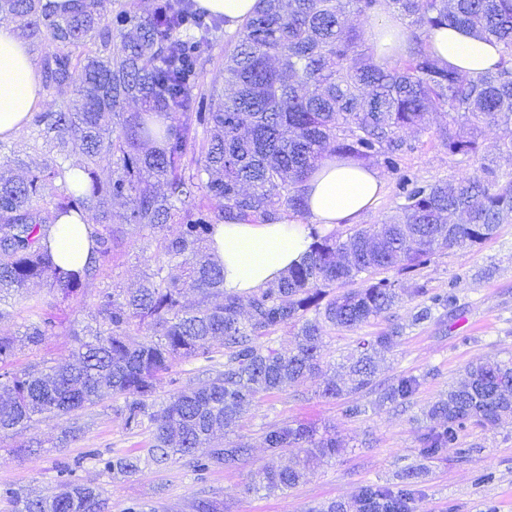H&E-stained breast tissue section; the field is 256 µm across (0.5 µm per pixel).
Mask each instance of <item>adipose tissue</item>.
Instances as JSON below:
<instances>
[{"mask_svg":"<svg viewBox=\"0 0 512 512\" xmlns=\"http://www.w3.org/2000/svg\"><path fill=\"white\" fill-rule=\"evenodd\" d=\"M429 42L440 60L469 75L494 68L500 59L495 41L457 28L435 30ZM43 94L28 43L14 26L0 24V139H12L20 132ZM382 189L373 168L330 156L305 184L306 209L317 224H352L376 204ZM308 225L295 218L274 224L218 225L209 248L224 265L225 292H252L301 263L312 243ZM92 231L74 214L59 216L47 238L54 263L67 272L81 271L89 260Z\"/></svg>","mask_w":512,"mask_h":512,"instance_id":"obj_1","label":"adipose tissue"}]
</instances>
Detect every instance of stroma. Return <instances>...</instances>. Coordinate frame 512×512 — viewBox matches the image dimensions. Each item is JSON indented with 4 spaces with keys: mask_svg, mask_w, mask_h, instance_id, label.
I'll return each mask as SVG.
<instances>
[{
    "mask_svg": "<svg viewBox=\"0 0 512 512\" xmlns=\"http://www.w3.org/2000/svg\"><path fill=\"white\" fill-rule=\"evenodd\" d=\"M407 139L413 149L403 165L421 181L457 177L477 167L472 160L448 159L430 133H411ZM144 271L145 261L137 251L115 253L97 278L53 309L55 336L37 349L19 344L18 368L67 358L75 346L72 328L85 326L96 315L98 291L114 281L136 287ZM417 281L433 293L455 290L459 317L444 328L430 322L412 325L418 301L408 296L359 331H327L321 350L324 361L337 364L355 354L357 336H375L402 325V334L378 363L377 378L422 377L406 409L375 405L373 395L363 394L358 401L365 405V415L346 419L343 401L318 396L323 380L315 377L262 397L240 420L235 436L252 448L248 466L195 471L177 461L164 468L144 464L130 476L115 478L105 461L117 451L139 452L147 447L149 434L141 428L126 429L104 402L78 413L85 434L64 448L58 441L71 421L66 417L50 415L21 432L0 435V494L11 488L42 495L71 480L102 488L109 512H192L194 501L202 496L215 501L221 512H317L332 501H352L363 483H393L402 470L420 467L424 475L411 512H512V423L468 432L461 439L468 451L463 459L452 448L434 461H423L418 454V435L427 423L429 406L463 379L471 363L512 354V224L502 225L497 238L473 249L437 252ZM291 421L335 428L341 449L315 465L293 489L253 490V472L271 460L261 444L263 427Z\"/></svg>",
    "mask_w": 512,
    "mask_h": 512,
    "instance_id": "obj_1",
    "label": "stroma"
}]
</instances>
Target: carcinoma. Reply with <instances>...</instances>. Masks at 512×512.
<instances>
[{
    "instance_id": "cac0c4a2",
    "label": "carcinoma",
    "mask_w": 512,
    "mask_h": 512,
    "mask_svg": "<svg viewBox=\"0 0 512 512\" xmlns=\"http://www.w3.org/2000/svg\"><path fill=\"white\" fill-rule=\"evenodd\" d=\"M383 3L406 36L397 60L379 59L366 45V27ZM0 15L22 18L20 36L43 51V87L71 86L75 94L69 104L30 114L28 159L5 154L0 141V318L12 315L11 299L33 312L26 336L38 347L53 335L44 316L52 297L76 295L125 238L155 242L138 288L114 283L99 291L98 326L78 332L75 361L18 370L15 340L0 336V434L111 397L121 401L114 412L125 426L145 425L150 434L145 455L106 462L112 475L178 459L201 471L245 465L250 445L215 444L214 432L234 430L261 396L321 371L326 330L357 329L406 294H424L388 272L413 271L443 249L481 245L512 223V177L486 163L434 183L401 169L411 149L403 134L426 131L432 113L445 118L432 137L451 159L479 155L490 125L503 131L497 149L512 153V0H257L225 39L221 90L204 85L201 58L220 25L192 0H153L148 10L115 16L103 0H0ZM448 26L495 40L498 65L467 77L437 59L428 39ZM71 143L80 145L76 158ZM331 154L397 176L400 214L344 236L314 228L303 263L251 293L225 292L224 265L208 247L214 228L304 216L303 184ZM75 168L83 189L67 183ZM117 200L127 212L114 226ZM71 212L95 226L81 274L59 269L44 245L58 215ZM34 281L50 297L28 295ZM455 307L451 291L431 296L412 324L443 325ZM282 328L296 330L295 349L273 346ZM402 330L361 339L348 382L327 381L319 395L367 392L382 405L410 403L420 377L376 379L375 355ZM219 356L224 369L215 375L191 386L171 378L167 400L153 399L175 363ZM428 417L419 437L425 460L443 455L469 424L512 419V358L470 366ZM261 440L273 457L298 449L291 465L259 473L268 492L297 486L314 462L340 448L335 435L305 424L269 425ZM422 476L412 468L396 484H363L352 503L317 512H410ZM5 497L10 512H106L101 489L73 481L43 498L13 490Z\"/></svg>"
}]
</instances>
